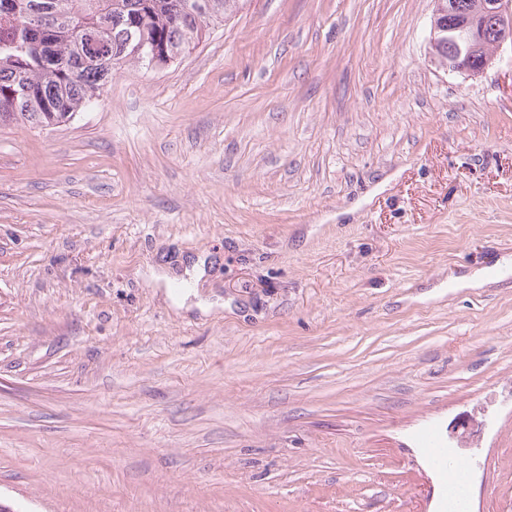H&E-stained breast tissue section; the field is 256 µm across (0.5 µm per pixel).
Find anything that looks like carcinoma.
Segmentation results:
<instances>
[{"mask_svg": "<svg viewBox=\"0 0 512 512\" xmlns=\"http://www.w3.org/2000/svg\"><path fill=\"white\" fill-rule=\"evenodd\" d=\"M243 0H0V124L50 127L130 62L164 69Z\"/></svg>", "mask_w": 512, "mask_h": 512, "instance_id": "1", "label": "carcinoma"}]
</instances>
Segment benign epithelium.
<instances>
[{"label":"benign epithelium","instance_id":"1","mask_svg":"<svg viewBox=\"0 0 512 512\" xmlns=\"http://www.w3.org/2000/svg\"><path fill=\"white\" fill-rule=\"evenodd\" d=\"M491 18L497 31L496 46L512 44V0H485L482 13L459 17L450 26L443 28L432 23L429 38V54L440 60L438 44L448 41V61L441 66L450 71L466 72L471 76L479 75L493 63L494 57L484 59L481 64L472 63V53L482 44L486 35L484 17Z\"/></svg>","mask_w":512,"mask_h":512}]
</instances>
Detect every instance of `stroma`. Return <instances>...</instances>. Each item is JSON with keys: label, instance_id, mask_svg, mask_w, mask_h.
Segmentation results:
<instances>
[{"label": "stroma", "instance_id": "stroma-1", "mask_svg": "<svg viewBox=\"0 0 512 512\" xmlns=\"http://www.w3.org/2000/svg\"><path fill=\"white\" fill-rule=\"evenodd\" d=\"M433 0H247L59 127L0 126V502L512 512V48ZM204 257L179 308L159 274ZM433 2L435 9L429 38V54L441 66L448 68V71L466 72L475 76L483 74L493 63L492 56L484 59L481 64L472 63L471 54L482 44L486 35L485 16L495 23L497 41L495 44L492 25H489V34L481 48L475 52V61H482L484 56H489L490 49L495 45L498 49L509 42L512 48V0H486L481 14L458 17L447 28L437 25L436 18L438 17L437 22L447 26L448 15L457 14L454 0H434ZM447 39L448 43H440ZM437 46L438 53L448 57V62H440ZM495 265H497L500 270L498 278H490L483 272L477 271L462 276H451L448 282L454 284L456 288H483L503 279L509 274L510 260L503 259L502 261H497Z\"/></svg>", "mask_w": 512, "mask_h": 512}]
</instances>
